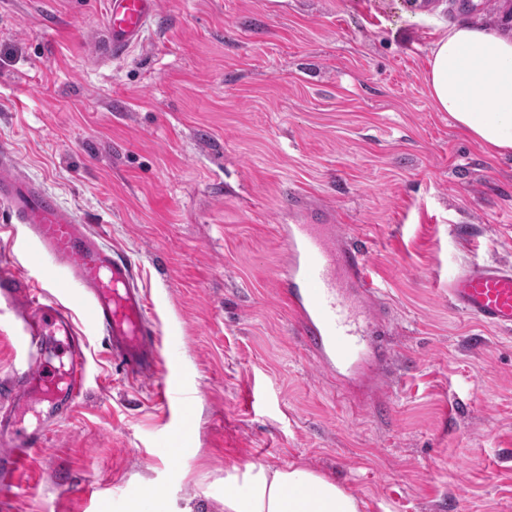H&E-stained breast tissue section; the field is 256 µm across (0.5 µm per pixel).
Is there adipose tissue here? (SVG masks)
I'll use <instances>...</instances> for the list:
<instances>
[{"label": "adipose tissue", "mask_w": 512, "mask_h": 512, "mask_svg": "<svg viewBox=\"0 0 512 512\" xmlns=\"http://www.w3.org/2000/svg\"><path fill=\"white\" fill-rule=\"evenodd\" d=\"M433 107L474 141L512 157V37L449 28L426 76ZM365 502L305 465H249L224 473L222 512H364Z\"/></svg>", "instance_id": "1"}]
</instances>
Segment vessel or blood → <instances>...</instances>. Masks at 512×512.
Returning <instances> with one entry per match:
<instances>
[{
    "mask_svg": "<svg viewBox=\"0 0 512 512\" xmlns=\"http://www.w3.org/2000/svg\"><path fill=\"white\" fill-rule=\"evenodd\" d=\"M100 54L119 57L136 46L158 10L157 0H106ZM0 209L22 225L25 249L49 260L45 283L22 284L0 276V299H21L26 345L13 375L8 405L0 410V498L11 495L31 458L46 447L48 432L73 412L84 389L85 336L49 287L71 285L89 309L91 328L107 339L127 374L153 380L167 403L170 385L156 376L159 330L153 307L123 252L99 235L37 181L23 177L8 149L0 150ZM287 262L277 278L299 336L332 378L359 375L365 347H378L381 331L369 310L380 292L367 270L366 252L346 246L332 224H284ZM448 302L478 322L512 328V268L477 265L448 283ZM45 403L34 425L23 423L30 401Z\"/></svg>",
    "mask_w": 512,
    "mask_h": 512,
    "instance_id": "b4317fda",
    "label": "vessel or blood"
}]
</instances>
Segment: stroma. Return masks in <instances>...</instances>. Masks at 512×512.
<instances>
[{
    "instance_id": "35a3bbf8",
    "label": "stroma",
    "mask_w": 512,
    "mask_h": 512,
    "mask_svg": "<svg viewBox=\"0 0 512 512\" xmlns=\"http://www.w3.org/2000/svg\"><path fill=\"white\" fill-rule=\"evenodd\" d=\"M104 9L0 0V144L128 255L176 390L157 406L76 289H53L85 331V389L6 512H127L151 492L221 512L226 470L292 461L366 512H512V329L448 302L462 269L512 266V158L425 83L439 37L512 30V0H160L117 59L96 53ZM303 220L367 250L373 383L336 384L279 296L278 227ZM19 243L0 230V271L39 279ZM18 325L0 304V383ZM187 430L194 454L172 459Z\"/></svg>"
}]
</instances>
